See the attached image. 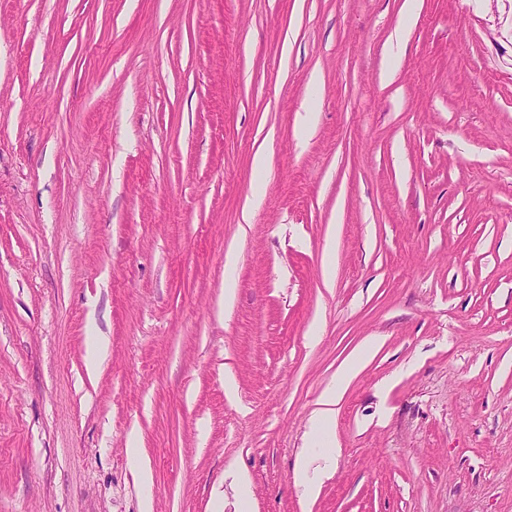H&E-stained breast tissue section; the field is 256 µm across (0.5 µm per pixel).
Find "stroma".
I'll list each match as a JSON object with an SVG mask.
<instances>
[{
	"instance_id": "35a3bbf8",
	"label": "stroma",
	"mask_w": 512,
	"mask_h": 512,
	"mask_svg": "<svg viewBox=\"0 0 512 512\" xmlns=\"http://www.w3.org/2000/svg\"><path fill=\"white\" fill-rule=\"evenodd\" d=\"M0 512H512V0H0ZM343 383H333L321 395L318 400V408L312 414L313 431L322 428L326 430L333 422L336 415V405L341 397Z\"/></svg>"
}]
</instances>
